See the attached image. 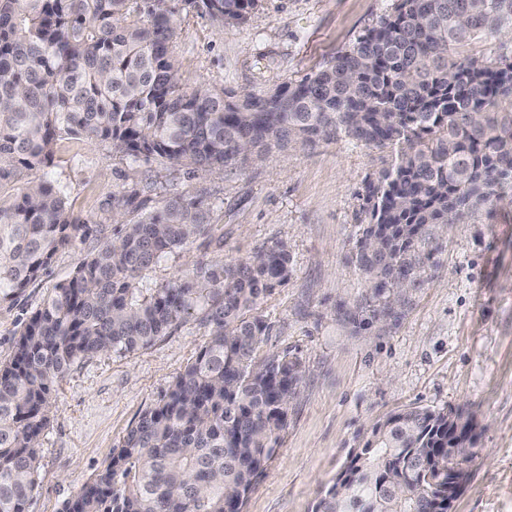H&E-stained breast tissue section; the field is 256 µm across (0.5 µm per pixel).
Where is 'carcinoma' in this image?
Instances as JSON below:
<instances>
[{
  "label": "carcinoma",
  "mask_w": 512,
  "mask_h": 512,
  "mask_svg": "<svg viewBox=\"0 0 512 512\" xmlns=\"http://www.w3.org/2000/svg\"><path fill=\"white\" fill-rule=\"evenodd\" d=\"M259 2L0 0V304L88 230L57 181L42 176L3 194L6 177L51 166L64 135L122 161L193 173L244 164L259 146L341 135L390 150V165L366 185L355 253L379 320L397 314L430 230L512 194V59L486 64L473 54L512 30V0H394L298 82L246 99L206 84L185 89L178 17L202 10L240 23ZM138 196L112 197L122 236L53 288L0 364V512H26L51 401L70 368L131 353L197 314L207 338L194 360L64 512H244L276 453L303 365L286 349L262 350L259 306L288 281L287 246L201 262L158 283L149 273L205 230L206 210L177 198L143 212ZM461 419L451 407L416 406L375 424L315 512H440L457 466L448 431Z\"/></svg>",
  "instance_id": "obj_1"
}]
</instances>
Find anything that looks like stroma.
Returning <instances> with one entry per match:
<instances>
[{
	"label": "stroma",
	"instance_id": "obj_1",
	"mask_svg": "<svg viewBox=\"0 0 512 512\" xmlns=\"http://www.w3.org/2000/svg\"><path fill=\"white\" fill-rule=\"evenodd\" d=\"M393 0H262L242 24L188 15L175 55L185 87L266 91L324 68L386 15ZM386 152L347 138L255 150L245 165L192 174L129 164L87 139L62 136L49 177L90 232L58 252L40 280L0 305V362L48 293L112 242L113 194L136 188L145 209L202 202L208 232L156 267L166 282L198 262L227 263L286 244L292 274L264 299L265 347L289 350L304 374L277 452L245 512H313L370 428L410 406L454 407L475 423L470 478L452 512H512V202L449 225L395 318L347 312L368 296L352 255L364 188ZM206 339L199 318L131 354L75 364L52 401L28 512H63L110 459L113 446L168 391Z\"/></svg>",
	"mask_w": 512,
	"mask_h": 512
}]
</instances>
